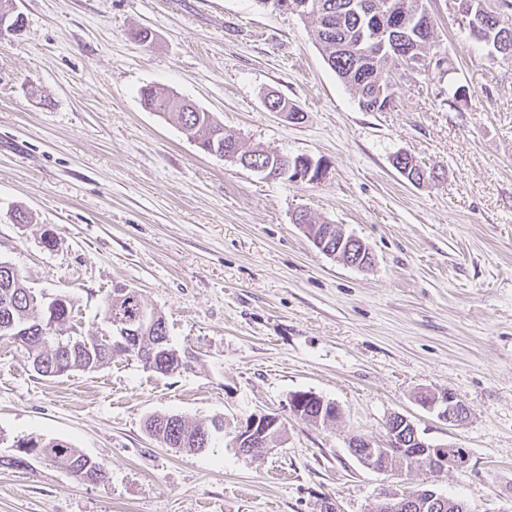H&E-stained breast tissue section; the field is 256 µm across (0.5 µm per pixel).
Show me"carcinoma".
Here are the masks:
<instances>
[{"mask_svg": "<svg viewBox=\"0 0 512 512\" xmlns=\"http://www.w3.org/2000/svg\"><path fill=\"white\" fill-rule=\"evenodd\" d=\"M302 17L312 20L313 37L329 67L357 96L365 112L391 109L398 89L394 66L410 67L405 54L427 60L438 50L436 42L427 40L411 28L416 12H426L425 0H308ZM461 31L488 50L494 63L512 61V0H450ZM150 110L179 126L199 147L209 153L212 146L222 148L220 156H229L246 167L264 169L266 176L276 179L277 171L294 165L299 157L249 148L235 135L224 130L211 113L192 102L155 86L141 90ZM393 165L401 166L407 178L427 182L432 172L413 157H394ZM314 236L330 234L336 242V225L315 224L307 212H299ZM63 305L57 309L54 323L43 315V296L28 288L18 271L0 262V339L25 344L30 364L44 377L57 371H91L112 359V343L102 336H77L69 331L73 304L61 295ZM104 319L108 324L120 320L127 328L145 337V351L154 341L167 337L163 315L148 307L139 293L129 290L123 300L108 296L104 302ZM146 430L166 447L178 451L200 452L212 447L213 435L204 423L189 424L177 414L153 415L146 420ZM37 458L61 465L81 481L100 482L107 470L97 460L59 439L39 440Z\"/></svg>", "mask_w": 512, "mask_h": 512, "instance_id": "1", "label": "carcinoma"}]
</instances>
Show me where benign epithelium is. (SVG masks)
Instances as JSON below:
<instances>
[{
	"label": "benign epithelium",
	"instance_id": "obj_1",
	"mask_svg": "<svg viewBox=\"0 0 512 512\" xmlns=\"http://www.w3.org/2000/svg\"><path fill=\"white\" fill-rule=\"evenodd\" d=\"M272 8L282 13L298 14L307 8L305 0H273ZM327 174V166L322 162H315L312 159L304 161V165L294 170L284 169L280 178L289 182L319 183L324 180ZM359 246V253H364L366 245L355 236L341 234L337 237L336 248L324 247L320 242L315 246L327 255L336 257L348 264H353L361 269L369 265V261H355L352 258L351 246ZM112 342V349L135 354L140 347V338L130 336L124 329V324L119 321L113 323L112 335L106 337ZM312 400L333 413L338 411V406L333 402H325L313 393L296 392L289 399V412L295 417L304 416V406L307 401ZM420 405L436 413L437 417L449 423H459L467 415V408L451 393L442 395H430L420 400ZM399 422L411 432L412 442L416 447L400 455V464L395 471L402 472L417 464L425 463L431 472L442 474L448 469L464 463V455L450 445H432L427 443L418 433L416 426L406 417L395 414L386 422V430L390 446L402 448L405 444L404 434L392 428L393 422ZM281 427L280 417L268 413H259L251 416L245 424L238 427L234 437V450L245 456L252 455V448L266 447L269 444V433ZM443 496L432 489H410L404 488L393 494H385L377 503V512H400L406 509L425 508L430 504H438Z\"/></svg>",
	"mask_w": 512,
	"mask_h": 512
}]
</instances>
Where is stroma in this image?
Masks as SVG:
<instances>
[{
	"label": "stroma",
	"mask_w": 512,
	"mask_h": 512,
	"mask_svg": "<svg viewBox=\"0 0 512 512\" xmlns=\"http://www.w3.org/2000/svg\"><path fill=\"white\" fill-rule=\"evenodd\" d=\"M15 3L23 27L0 42V262L34 291L69 294L85 336L107 332L113 288L135 289L191 362L160 375L118 354L50 380L0 339V455L56 438L109 472L2 468L0 512H373L401 487L512 512V63H491L448 0H427L445 69L402 70L393 109L365 112L311 23L255 0ZM147 85L251 147L325 162L326 178L272 180L203 152L146 108ZM271 92L303 122L268 111ZM399 153L438 179L409 183ZM301 210L360 238L371 265L319 250ZM299 391L336 403V422L290 415ZM424 391L454 394L468 418L442 421ZM261 412L280 415L279 446L238 455L236 430ZM396 413L465 463L439 476L363 465L351 438L385 447ZM153 414L218 418L224 432L178 453L146 432Z\"/></svg>",
	"instance_id": "1"
}]
</instances>
